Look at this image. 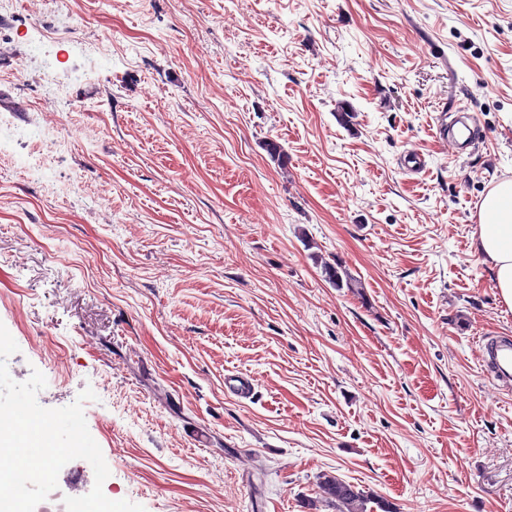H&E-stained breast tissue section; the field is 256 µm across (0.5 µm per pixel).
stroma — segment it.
Instances as JSON below:
<instances>
[{
  "instance_id": "35a3bbf8",
  "label": "stroma",
  "mask_w": 512,
  "mask_h": 512,
  "mask_svg": "<svg viewBox=\"0 0 512 512\" xmlns=\"http://www.w3.org/2000/svg\"><path fill=\"white\" fill-rule=\"evenodd\" d=\"M461 112L459 155L435 125ZM0 131L8 372L45 408L94 391L108 499L337 512L329 473L397 512H512V387L481 368L512 308L473 245L512 179V0H26ZM39 142L43 151L46 153H42L41 157L35 159V162L29 164L28 173L32 177H38L44 172L48 158L51 157L54 152H56L58 147L57 135L54 133V131L49 129H44L41 132Z\"/></svg>"
}]
</instances>
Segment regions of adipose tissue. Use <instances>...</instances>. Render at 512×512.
<instances>
[{
	"label": "adipose tissue",
	"mask_w": 512,
	"mask_h": 512,
	"mask_svg": "<svg viewBox=\"0 0 512 512\" xmlns=\"http://www.w3.org/2000/svg\"><path fill=\"white\" fill-rule=\"evenodd\" d=\"M475 239L496 292L512 306V179L502 180L487 191L480 205Z\"/></svg>",
	"instance_id": "ef3b65f1"
}]
</instances>
